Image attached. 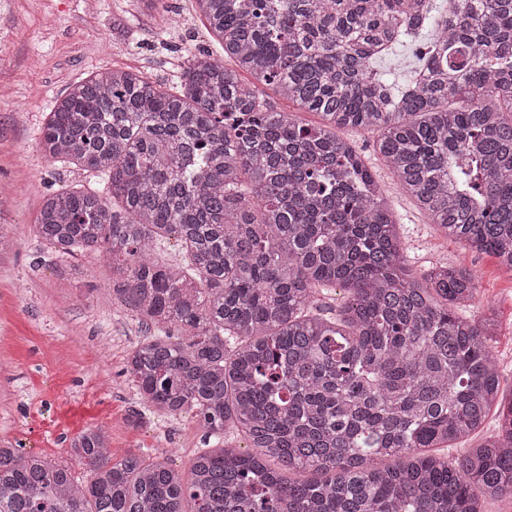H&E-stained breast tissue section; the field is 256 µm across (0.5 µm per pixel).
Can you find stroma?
<instances>
[{
    "instance_id": "obj_1",
    "label": "stroma",
    "mask_w": 512,
    "mask_h": 512,
    "mask_svg": "<svg viewBox=\"0 0 512 512\" xmlns=\"http://www.w3.org/2000/svg\"><path fill=\"white\" fill-rule=\"evenodd\" d=\"M200 50L223 56L194 0H163L151 14L137 13L133 0H0V222L14 240L0 253V443L68 463L72 439L105 425L114 458L142 455L182 472L200 448L203 431L191 412L129 425L139 403L125 361L150 331L113 300L110 266L89 254L56 257L35 226L48 192L97 185L39 150L56 100L108 68L169 86ZM389 203L414 272L436 264L478 271L465 314L492 312L500 387L512 391V277L493 255L446 237L409 196L393 192Z\"/></svg>"
}]
</instances>
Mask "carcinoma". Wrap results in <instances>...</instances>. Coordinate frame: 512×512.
I'll return each mask as SVG.
<instances>
[{
  "mask_svg": "<svg viewBox=\"0 0 512 512\" xmlns=\"http://www.w3.org/2000/svg\"><path fill=\"white\" fill-rule=\"evenodd\" d=\"M195 2L232 66L202 52L169 90L131 69L72 86L39 147L101 183L49 193L36 225L49 248L111 265L136 323L177 328L128 357L134 416L193 410L203 447L185 478L113 460L96 426L71 445L84 481L0 447V512H484L512 495V397L491 319L458 312L477 279L413 275L387 190L338 131L376 133L431 223L511 267L512 0ZM425 29L395 92L375 63ZM259 84L321 123L275 109ZM171 236L183 263L160 265ZM337 284L351 296L330 317L317 293ZM493 410L479 447L431 453ZM228 428L254 452L225 446Z\"/></svg>",
  "mask_w": 512,
  "mask_h": 512,
  "instance_id": "obj_1",
  "label": "carcinoma"
}]
</instances>
